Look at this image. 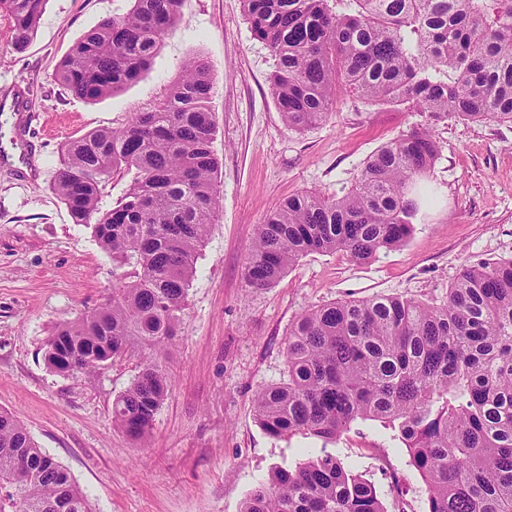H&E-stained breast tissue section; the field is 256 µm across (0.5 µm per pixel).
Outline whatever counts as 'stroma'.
Returning a JSON list of instances; mask_svg holds the SVG:
<instances>
[{
	"label": "stroma",
	"instance_id": "obj_1",
	"mask_svg": "<svg viewBox=\"0 0 512 512\" xmlns=\"http://www.w3.org/2000/svg\"><path fill=\"white\" fill-rule=\"evenodd\" d=\"M131 6L49 0L23 51L0 13V103L27 104L0 114L14 151L0 159V409L67 469L95 512H241L274 468L318 445L301 434L272 438L254 416L256 392L287 379L286 342L300 314L384 295L440 304L463 264L512 256V124L435 121L342 93L327 121L295 130L278 109L274 59L254 38L242 0H182L173 33L140 79L96 101L77 98L55 77L61 59L84 32ZM191 57L213 79L217 212L165 351L167 398L138 442L112 423V401L136 375L137 357L70 375L44 363L55 328L104 303L113 282L111 257L52 185L69 141L151 108ZM420 125L440 153L429 176L433 201L404 246L363 263L311 253L272 287L248 286L255 228L277 202L348 192L375 150ZM327 450L371 482L388 512H419L425 484L380 422L356 421Z\"/></svg>",
	"mask_w": 512,
	"mask_h": 512
}]
</instances>
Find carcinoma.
Wrapping results in <instances>:
<instances>
[{
	"label": "carcinoma",
	"instance_id": "1",
	"mask_svg": "<svg viewBox=\"0 0 512 512\" xmlns=\"http://www.w3.org/2000/svg\"><path fill=\"white\" fill-rule=\"evenodd\" d=\"M48 0H0L23 49ZM61 60L57 79L96 101L134 82L175 28L182 0H132ZM242 0L275 59L270 85L288 125L328 119L342 91L436 118L512 123V0ZM208 66L183 65L168 93L120 129L69 142L53 189L74 223L112 257V296L60 326L46 344L61 374L100 369L136 351L137 374L112 403V423L148 438L167 397L160 359L177 335L197 256L214 224L219 160ZM439 156L427 127L400 134L365 162L341 197L314 192L274 205L245 264L250 287L276 284L310 253L365 262L402 246ZM132 176L104 211L112 173ZM288 380L255 395L269 436L333 443L357 420L400 435L426 484L420 512H512V256L466 264L441 306L398 296L337 301L302 313L288 332ZM0 512H92L68 471L0 410ZM242 512H388L374 486L326 449L277 468Z\"/></svg>",
	"mask_w": 512,
	"mask_h": 512
}]
</instances>
